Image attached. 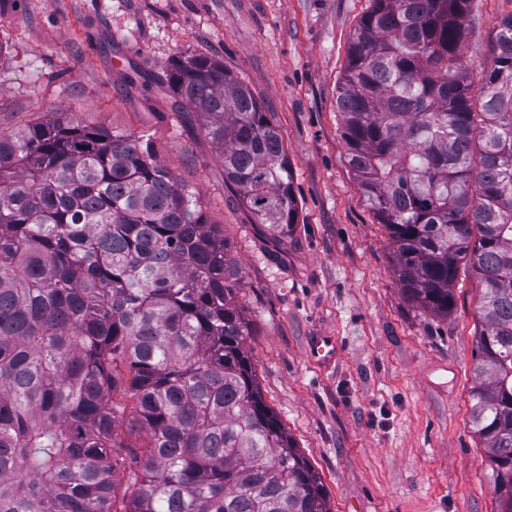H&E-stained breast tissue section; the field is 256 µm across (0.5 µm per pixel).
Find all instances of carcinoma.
<instances>
[{
    "label": "carcinoma",
    "mask_w": 512,
    "mask_h": 512,
    "mask_svg": "<svg viewBox=\"0 0 512 512\" xmlns=\"http://www.w3.org/2000/svg\"><path fill=\"white\" fill-rule=\"evenodd\" d=\"M474 0H372L336 105L406 299L481 285L470 420L512 512V12L471 77ZM252 223L297 222L278 130L224 64L169 68ZM241 269L139 140L53 116L0 132V512H332L264 401Z\"/></svg>",
    "instance_id": "cac0c4a2"
}]
</instances>
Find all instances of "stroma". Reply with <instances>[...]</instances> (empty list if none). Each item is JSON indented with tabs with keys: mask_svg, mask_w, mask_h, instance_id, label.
I'll use <instances>...</instances> for the list:
<instances>
[{
	"mask_svg": "<svg viewBox=\"0 0 512 512\" xmlns=\"http://www.w3.org/2000/svg\"><path fill=\"white\" fill-rule=\"evenodd\" d=\"M371 0H0V130L60 113L138 139L196 191L243 270L238 301L265 402L321 475L333 512H496L470 422L481 287L459 262L448 315L404 297L387 232L348 165L336 98ZM512 0H476L478 74ZM203 54L250 87L292 165L298 217L254 224L167 73ZM340 344L315 364L314 337Z\"/></svg>",
	"mask_w": 512,
	"mask_h": 512,
	"instance_id": "stroma-1",
	"label": "stroma"
}]
</instances>
